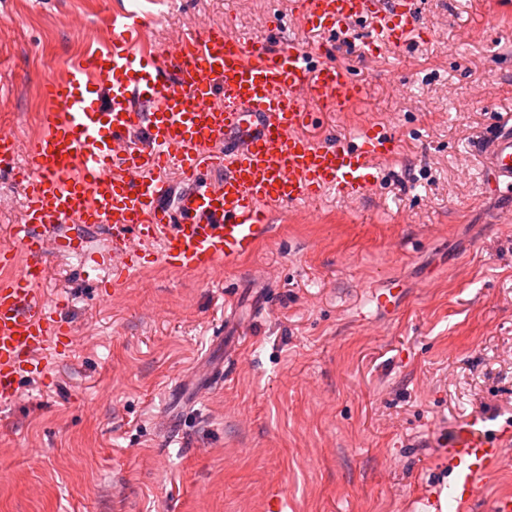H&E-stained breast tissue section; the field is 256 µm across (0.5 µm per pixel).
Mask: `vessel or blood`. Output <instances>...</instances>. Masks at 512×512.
<instances>
[{
  "instance_id": "1",
  "label": "vessel or blood",
  "mask_w": 512,
  "mask_h": 512,
  "mask_svg": "<svg viewBox=\"0 0 512 512\" xmlns=\"http://www.w3.org/2000/svg\"><path fill=\"white\" fill-rule=\"evenodd\" d=\"M290 12L301 29L339 42L354 41L362 20L397 45L419 33L412 0H292ZM154 21L144 9L114 12L111 44L66 60L65 76L46 80L40 136L23 146L0 135V177L18 181L25 199V221L11 226L0 265L11 266L16 251L27 256L17 273L0 278L2 407L20 400L26 378L43 373L48 345L73 333L57 305L38 295L46 253H85L89 231L102 229L117 258L112 286L155 241L174 270H214L255 249L271 206L329 187L363 196L375 163L397 153V138L374 125L349 139L309 135L313 105L338 112L365 93L347 68L321 59L320 48L216 28L163 53L146 40ZM476 150L486 189L512 185V117ZM171 167L190 189L170 207L164 173ZM216 168L223 180L207 182ZM511 447L512 424L494 428L472 417L448 453L447 496L424 497L428 512H442L446 502L470 512L480 480Z\"/></svg>"
}]
</instances>
